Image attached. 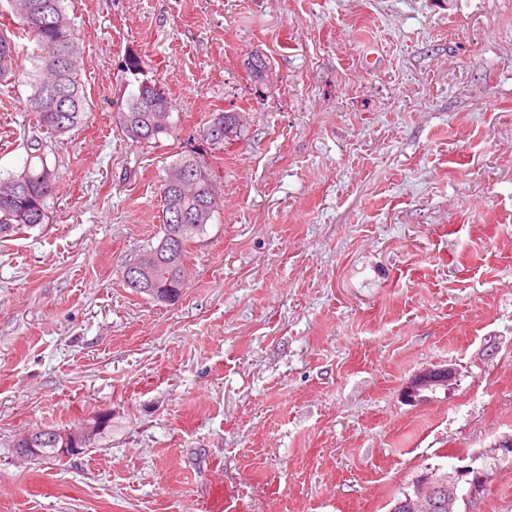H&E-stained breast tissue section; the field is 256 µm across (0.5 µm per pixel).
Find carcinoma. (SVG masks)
<instances>
[{"label":"carcinoma","mask_w":512,"mask_h":512,"mask_svg":"<svg viewBox=\"0 0 512 512\" xmlns=\"http://www.w3.org/2000/svg\"><path fill=\"white\" fill-rule=\"evenodd\" d=\"M67 0H6L0 5V15L8 12L18 20L16 29L0 26V81L20 78L17 65V40L26 38L33 42L32 70L27 72L31 93L24 101L34 129L57 136L69 133L84 125L91 115V105L80 77L81 50L73 32V21L67 11ZM144 62L128 52L121 67L124 84L128 89L124 103L118 106L116 119L121 132L135 144H150L162 136L171 135V125L157 122L156 113L148 106L151 101H161L167 110L172 102L160 85L143 76ZM247 69L251 80L264 83L270 61L255 53L248 57ZM243 113L226 111L216 114L203 128L213 160H220L224 145L236 141L244 133L240 123ZM224 123V140L213 141L210 126L215 121ZM26 159L18 171L0 172V242L50 222L49 201L59 191L57 173L50 168L46 158V145L42 138L29 136L24 143ZM186 165L195 170V186L179 189L160 184L162 210L157 242L149 243L140 253L153 255L149 272L132 273L134 263L121 270L122 281L136 293L154 301L158 296L167 297L172 303L181 296L189 249L196 239L206 233L219 208L214 169L202 156L180 153L169 167ZM95 427L94 444L102 437L112 422V414L103 410L90 418ZM61 433L52 428H39L29 436L16 439L14 447L34 446L44 449L52 457V449L62 446Z\"/></svg>","instance_id":"obj_1"}]
</instances>
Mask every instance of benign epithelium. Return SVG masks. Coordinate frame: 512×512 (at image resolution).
Masks as SVG:
<instances>
[{
    "instance_id": "1",
    "label": "benign epithelium",
    "mask_w": 512,
    "mask_h": 512,
    "mask_svg": "<svg viewBox=\"0 0 512 512\" xmlns=\"http://www.w3.org/2000/svg\"><path fill=\"white\" fill-rule=\"evenodd\" d=\"M454 368L448 366L425 369L417 373L403 388L406 402L418 405L428 400V394L439 388L449 389L455 380ZM92 425L83 424L77 429L63 432L71 447L57 448L55 454L70 456L80 451L79 445L88 441ZM475 472L470 466L456 467L447 476L431 470L419 475L413 482L412 491L405 494L394 507L395 512H457V490L463 477Z\"/></svg>"
}]
</instances>
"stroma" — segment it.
I'll return each mask as SVG.
<instances>
[{"label": "stroma", "mask_w": 512, "mask_h": 512, "mask_svg": "<svg viewBox=\"0 0 512 512\" xmlns=\"http://www.w3.org/2000/svg\"><path fill=\"white\" fill-rule=\"evenodd\" d=\"M92 114L44 135L48 224L0 243V512H389L425 468L512 512V0H73ZM136 51L173 136L117 129ZM271 61L264 83L245 59ZM30 88L0 85V170ZM246 132L179 302L121 269L212 114ZM450 366L420 405L403 386ZM112 425L27 460L15 437Z\"/></svg>", "instance_id": "1"}]
</instances>
